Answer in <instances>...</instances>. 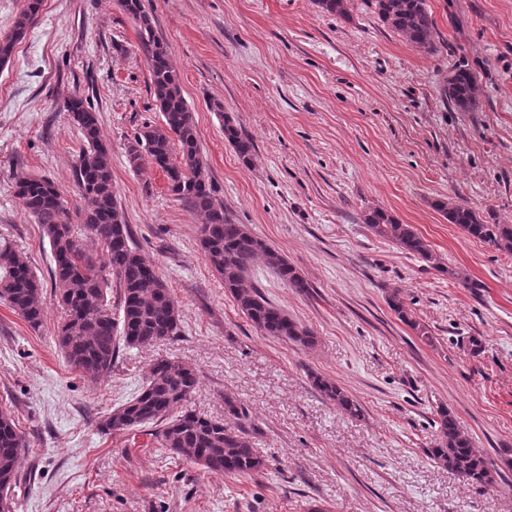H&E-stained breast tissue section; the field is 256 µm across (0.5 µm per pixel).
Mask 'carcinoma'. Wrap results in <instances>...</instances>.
<instances>
[{
    "mask_svg": "<svg viewBox=\"0 0 512 512\" xmlns=\"http://www.w3.org/2000/svg\"><path fill=\"white\" fill-rule=\"evenodd\" d=\"M321 10L344 16L348 0H313ZM383 25L409 44L425 51L434 48L435 26L428 0H367ZM42 0H27L10 34L0 38V64L11 56L39 14ZM119 6L136 23L140 47L146 57L156 107L162 125L145 124L128 146L130 166L139 170L150 163L166 174L168 190L186 201L201 218L200 246L207 262L224 282L238 309L253 327L272 336L310 346L309 329L274 306L249 280L254 265L262 261L280 280L297 292L308 290V282L281 253L254 236L245 225L235 224L215 199L208 168L203 161L193 115L185 101L178 73L172 67L167 46L156 36L141 0H119ZM444 94L459 112H471L478 97L475 72L465 66L448 76ZM72 121L79 127L85 147L75 166L83 205L77 217L81 226L71 224L70 211L59 190L49 180L21 176L15 194L28 214L42 226L48 237L54 267L51 279L54 295L65 311L55 343L67 363L98 380L112 372L120 349L151 345L181 333L177 302L155 264L134 244L125 224L112 186L111 152L100 134L99 115L86 99L73 98L67 104ZM224 138L239 157L250 160L254 145L234 123L224 119ZM181 160L172 162L174 145ZM437 208L451 224L459 225L470 237L501 251H512V224H487L472 208L440 202ZM363 223L377 236L432 264L435 258L428 244L408 224L399 223L384 209L365 212ZM95 240L99 251L87 247ZM117 304H112V290ZM0 300L31 328L45 318L41 279L26 257L7 243H0ZM389 306L397 317L420 336L428 329L413 319L404 302L393 293ZM118 314H113V310ZM199 384L196 368L161 359L149 369L138 394L112 411L102 422L107 431L156 428V436L170 454L199 465L214 475L260 472L265 462L245 432L189 410L185 403ZM313 384L323 397L343 414L355 418L361 408L335 382L315 375ZM438 436L430 458L457 474L466 484L492 486L499 471L496 464L472 447L458 419L448 410L437 413ZM29 442L19 430L7 407L0 408V496H9L17 483V463Z\"/></svg>",
    "mask_w": 512,
    "mask_h": 512,
    "instance_id": "carcinoma-1",
    "label": "carcinoma"
}]
</instances>
